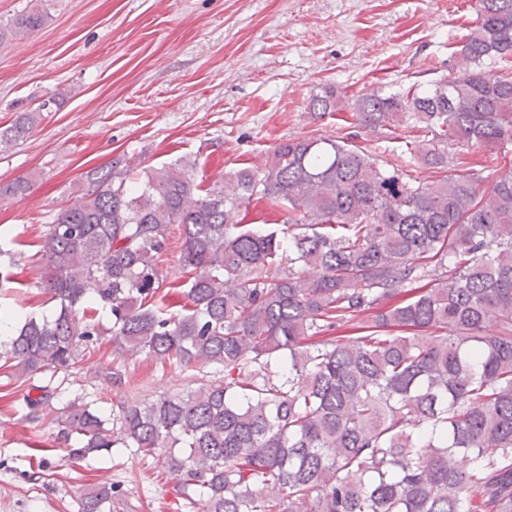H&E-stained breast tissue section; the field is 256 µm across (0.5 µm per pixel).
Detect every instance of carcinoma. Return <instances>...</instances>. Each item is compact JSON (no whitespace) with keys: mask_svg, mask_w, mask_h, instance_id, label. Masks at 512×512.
I'll list each match as a JSON object with an SVG mask.
<instances>
[{"mask_svg":"<svg viewBox=\"0 0 512 512\" xmlns=\"http://www.w3.org/2000/svg\"><path fill=\"white\" fill-rule=\"evenodd\" d=\"M45 21L36 3L11 30ZM462 41L452 77L429 88L328 86L308 103L430 133L415 148L437 170L429 182L328 138H290L206 188L187 158L86 173L41 236L36 287L55 313L0 340L3 366L53 377L110 335L124 358L213 365L224 381L121 400L110 421L73 399L55 418L71 464L161 455L178 476L174 512L196 494L204 512H512V159L488 179L450 156L512 153V72L498 70L512 63V0H476ZM49 105L60 98L0 127V152ZM260 202L287 210L283 227L243 223ZM173 224L180 271L166 284ZM30 389L34 421L52 392ZM119 496L89 484L80 512Z\"/></svg>","mask_w":512,"mask_h":512,"instance_id":"1","label":"carcinoma"}]
</instances>
